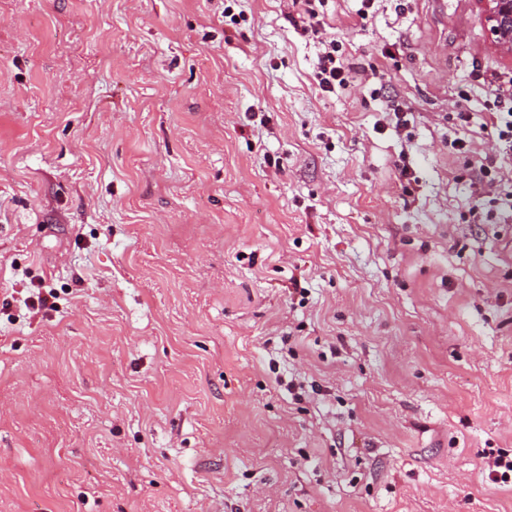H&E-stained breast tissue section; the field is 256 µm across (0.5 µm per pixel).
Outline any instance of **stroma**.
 Segmentation results:
<instances>
[{"label": "stroma", "instance_id": "stroma-1", "mask_svg": "<svg viewBox=\"0 0 512 512\" xmlns=\"http://www.w3.org/2000/svg\"><path fill=\"white\" fill-rule=\"evenodd\" d=\"M359 7L0 0V512H512V59ZM303 8L298 20L289 16L288 22L299 27L304 33L312 34L320 41L321 51L314 73V80L322 93H336V90H348L355 86L356 77L350 67L346 66L338 55L336 39L325 40L320 35L324 25V17L316 9L315 0H303ZM495 101L499 104L497 106V112H489L491 124L496 130L497 139L505 146L508 147V150L512 151V96L509 94L508 96H495ZM503 101V106H502ZM509 103L510 106L506 111L503 109L506 107V104ZM34 292H28L29 295L23 298V304L26 308L41 311L54 310L56 308L57 294L52 288H37ZM485 468L488 471V478L493 483L507 484L512 480V458H507L501 454L493 456L489 454L484 456Z\"/></svg>", "mask_w": 512, "mask_h": 512}]
</instances>
